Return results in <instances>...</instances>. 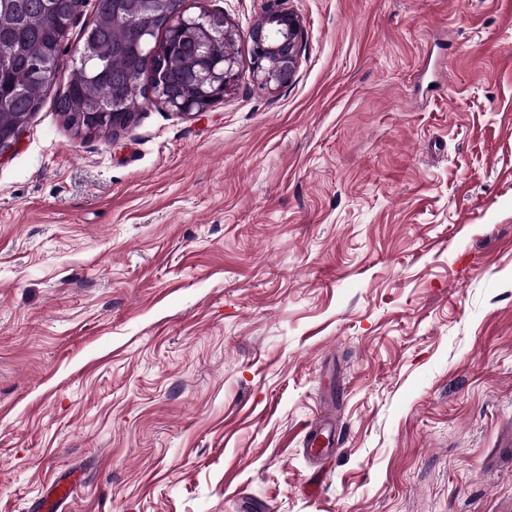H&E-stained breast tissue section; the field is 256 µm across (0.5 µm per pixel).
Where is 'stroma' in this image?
Instances as JSON below:
<instances>
[{"instance_id":"stroma-1","label":"stroma","mask_w":512,"mask_h":512,"mask_svg":"<svg viewBox=\"0 0 512 512\" xmlns=\"http://www.w3.org/2000/svg\"><path fill=\"white\" fill-rule=\"evenodd\" d=\"M208 111L56 110L0 158V512H495L512 466V0H288ZM337 435L304 451L322 414ZM287 2L275 0L277 8L259 20L248 34L253 77L266 87L288 84L298 66L301 23L284 6Z\"/></svg>"}]
</instances>
